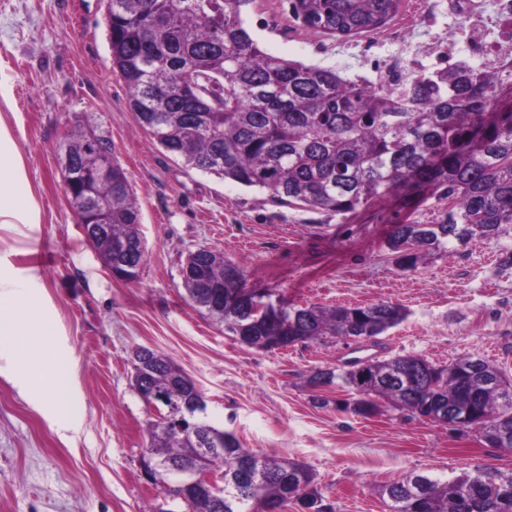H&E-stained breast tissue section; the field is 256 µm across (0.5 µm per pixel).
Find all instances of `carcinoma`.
Masks as SVG:
<instances>
[{"label": "carcinoma", "instance_id": "cac0c4a2", "mask_svg": "<svg viewBox=\"0 0 512 512\" xmlns=\"http://www.w3.org/2000/svg\"><path fill=\"white\" fill-rule=\"evenodd\" d=\"M243 0H106L103 15L112 72L129 90L141 128L189 170L267 190L292 206L353 216L372 203L393 199L406 208L431 192L446 208L428 228L416 221L396 224L387 240L399 266L454 244H477L512 232V74L504 78L465 61L420 73L393 84L362 85L334 69L287 60L263 51L243 26ZM401 0H289L292 18L307 30L348 39L382 30ZM188 80L201 91L182 93ZM77 166L76 199L88 219L110 225L92 242L104 265L117 259L126 242L141 240L140 209L112 140L76 125L57 146ZM183 273L188 299L234 336L274 339L291 334L305 343L330 336H356L372 342L406 318L390 301L364 307H288L268 301L262 314L254 294L243 288L244 270L216 251L189 254ZM141 369L159 390L160 411L181 405L194 384L160 351ZM463 356L443 375L407 397L401 410L428 416L427 402L455 401L465 383L452 368L471 364ZM425 359L398 355L377 366L399 372ZM352 375L326 368L312 376L316 385L344 386ZM395 385L376 387L372 406H346L368 416L377 400L396 404ZM479 410L512 434V389L487 392ZM198 433L234 435L214 425L208 414L192 418ZM196 433V434H198ZM196 434L148 421V461L194 462ZM253 458L261 477L247 484L242 502L224 486L222 507L199 501L188 512H267L282 498V479L320 497L313 473L304 465L240 447L202 459V467L237 476L238 460ZM164 495L180 499L174 475L160 471L154 481ZM389 512H512V470L478 468L472 474L441 480L409 473L382 486Z\"/></svg>", "mask_w": 512, "mask_h": 512}]
</instances>
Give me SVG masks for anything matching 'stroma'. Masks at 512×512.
Segmentation results:
<instances>
[{
	"label": "stroma",
	"mask_w": 512,
	"mask_h": 512,
	"mask_svg": "<svg viewBox=\"0 0 512 512\" xmlns=\"http://www.w3.org/2000/svg\"><path fill=\"white\" fill-rule=\"evenodd\" d=\"M240 16L270 54L331 67L374 84L400 58L406 76L446 67L448 0H402L384 32L346 40L305 31L289 0H243ZM105 0H0V75L8 115L42 221L0 230V261L41 289L56 343L74 350L80 426L38 412L0 359V512H145L164 502L141 457L149 412L131 386L132 352L169 355L203 393L212 422L243 448L305 463L335 512H388L382 485L478 466L512 470V452L476 433L381 405L359 417L336 409L349 389L318 387L316 369L340 360L414 355L435 364L481 358L512 380V234L431 253L398 267L386 241L396 218L431 222L444 202L395 213L373 204L352 218L276 203L269 192L185 170L143 131L113 74L101 23ZM108 136L140 203L146 260L136 281L113 278L83 236L63 192L55 147L66 126ZM224 253L247 290L294 306L403 305L406 319L377 347L332 338L285 350L240 344L194 308L183 285L188 255ZM331 399L316 407L315 397Z\"/></svg>",
	"instance_id": "stroma-1"
}]
</instances>
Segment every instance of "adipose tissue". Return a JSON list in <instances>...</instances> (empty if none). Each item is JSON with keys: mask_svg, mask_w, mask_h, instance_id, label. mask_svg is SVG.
<instances>
[{"mask_svg": "<svg viewBox=\"0 0 512 512\" xmlns=\"http://www.w3.org/2000/svg\"><path fill=\"white\" fill-rule=\"evenodd\" d=\"M41 210L12 128L0 118V229L37 224ZM56 322L41 290L0 266V358L36 407L66 430L76 429V369L72 349L51 341Z\"/></svg>", "mask_w": 512, "mask_h": 512, "instance_id": "adipose-tissue-1", "label": "adipose tissue"}]
</instances>
